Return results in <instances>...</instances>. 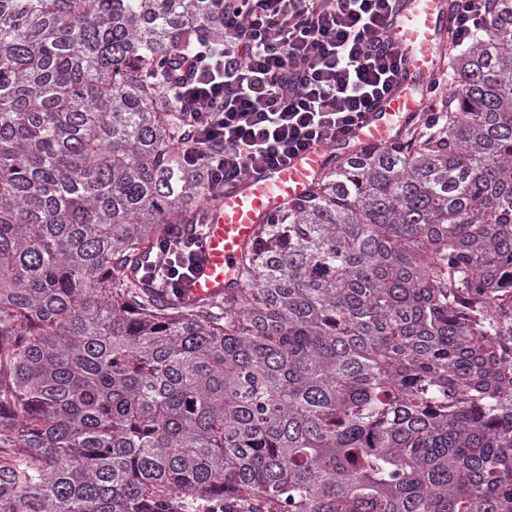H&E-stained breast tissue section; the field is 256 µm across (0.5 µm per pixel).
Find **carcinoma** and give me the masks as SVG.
<instances>
[{
  "label": "carcinoma",
  "mask_w": 512,
  "mask_h": 512,
  "mask_svg": "<svg viewBox=\"0 0 512 512\" xmlns=\"http://www.w3.org/2000/svg\"><path fill=\"white\" fill-rule=\"evenodd\" d=\"M440 125L332 154L235 281L161 71L224 0H0V512H512V0Z\"/></svg>",
  "instance_id": "1"
}]
</instances>
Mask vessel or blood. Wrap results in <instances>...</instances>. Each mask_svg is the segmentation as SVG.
<instances>
[{
	"label": "vessel or blood",
	"mask_w": 512,
	"mask_h": 512,
	"mask_svg": "<svg viewBox=\"0 0 512 512\" xmlns=\"http://www.w3.org/2000/svg\"><path fill=\"white\" fill-rule=\"evenodd\" d=\"M448 21V0H397L388 33L406 59L399 87L367 114L350 133V141L389 142L397 116L415 111L420 87L440 68ZM326 159V150L318 148L286 163L253 170L225 188L206 226L204 260L188 285L189 292L197 297L222 295L256 225L289 200L301 196L323 170Z\"/></svg>",
	"instance_id": "obj_1"
}]
</instances>
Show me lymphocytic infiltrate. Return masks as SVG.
<instances>
[{"mask_svg":"<svg viewBox=\"0 0 512 512\" xmlns=\"http://www.w3.org/2000/svg\"><path fill=\"white\" fill-rule=\"evenodd\" d=\"M456 46L484 31L491 0H451ZM395 0H224L222 44L172 61L188 120L185 164L213 191L250 170L344 140L392 95L404 67L387 38Z\"/></svg>","mask_w":512,"mask_h":512,"instance_id":"obj_1","label":"lymphocytic infiltrate"}]
</instances>
